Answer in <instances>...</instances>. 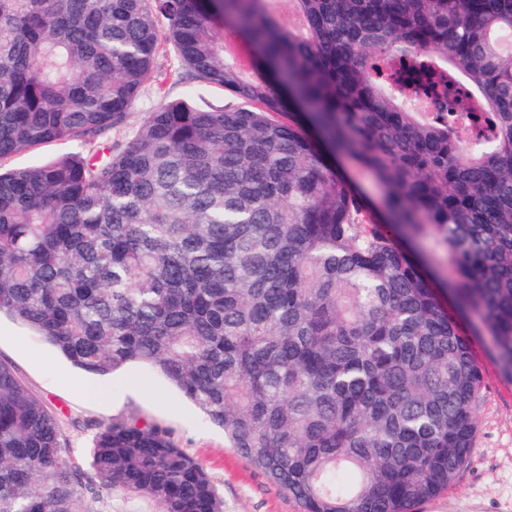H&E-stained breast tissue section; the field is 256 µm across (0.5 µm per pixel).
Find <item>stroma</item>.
<instances>
[{
	"mask_svg": "<svg viewBox=\"0 0 512 512\" xmlns=\"http://www.w3.org/2000/svg\"><path fill=\"white\" fill-rule=\"evenodd\" d=\"M175 63L174 50L157 57L155 84L144 89L125 127L113 130V141H124L139 126L146 109L157 103L158 89L182 97V85L170 77ZM471 342L483 372L471 461L447 491L413 512H512V377L495 363L484 336L472 335ZM0 362L57 415L79 463H87L102 424L137 419L167 428L176 446L208 471L224 512H302L246 457L227 448L221 428L145 365H126L106 379L86 374L5 315L0 317Z\"/></svg>",
	"mask_w": 512,
	"mask_h": 512,
	"instance_id": "35a3bbf8",
	"label": "stroma"
}]
</instances>
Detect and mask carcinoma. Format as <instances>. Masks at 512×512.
Segmentation results:
<instances>
[{"mask_svg":"<svg viewBox=\"0 0 512 512\" xmlns=\"http://www.w3.org/2000/svg\"><path fill=\"white\" fill-rule=\"evenodd\" d=\"M270 2L0 0V162L81 147L0 171V314L87 373L150 367L303 512H410L473 453L458 319L512 376V0H290L300 32ZM168 44L176 82L238 104L165 98L112 142ZM457 68L486 105L464 139ZM101 489L224 512L156 424L102 425L83 469L0 362V512H93ZM194 102L201 108L209 109L213 108H224L225 105L230 106L236 104L232 98L224 94L223 91L209 87L205 84L197 86ZM74 150L73 144L62 139L49 143L33 152H26L13 157L5 163V169L26 167L35 164L49 162L58 157L70 154Z\"/></svg>","mask_w":512,"mask_h":512,"instance_id":"cac0c4a2","label":"carcinoma"}]
</instances>
